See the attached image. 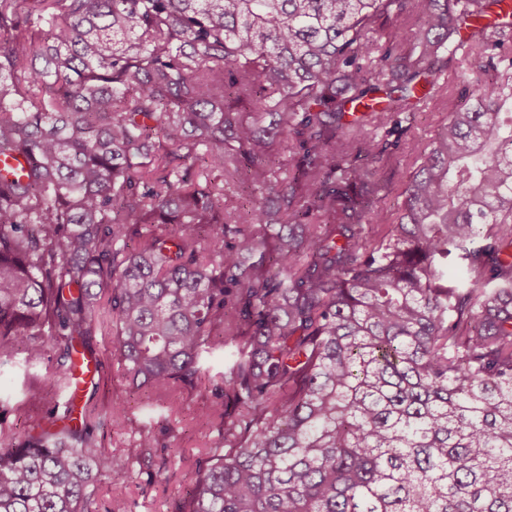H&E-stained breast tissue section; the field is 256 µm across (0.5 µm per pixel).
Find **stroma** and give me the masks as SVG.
<instances>
[{
	"mask_svg": "<svg viewBox=\"0 0 512 512\" xmlns=\"http://www.w3.org/2000/svg\"><path fill=\"white\" fill-rule=\"evenodd\" d=\"M411 168L402 153H395L385 172L375 208L392 213L401 203L399 192L407 183ZM90 347L101 365L96 385L86 386L84 400L87 417L95 421L111 407L122 409L127 418L123 430L97 424L94 431L99 448L113 455L124 454L141 434H149L153 448L147 449L140 463L135 464L132 477L124 485L115 486L101 479L96 507L103 512L115 498L124 499L132 512H176L178 502L191 487V473L205 450L220 438L223 425L212 416L211 405L220 395L219 388L206 386L201 392L158 396L148 389H131L113 349L108 334L92 336ZM56 371V355L48 353L35 368L24 369L14 364L0 366V429H8L17 440L36 432L43 411L34 407L20 413L16 405L24 382L45 383ZM165 469L166 481H154L158 469Z\"/></svg>",
	"mask_w": 512,
	"mask_h": 512,
	"instance_id": "1",
	"label": "stroma"
}]
</instances>
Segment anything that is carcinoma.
Masks as SVG:
<instances>
[{"label":"carcinoma","mask_w":512,"mask_h":512,"mask_svg":"<svg viewBox=\"0 0 512 512\" xmlns=\"http://www.w3.org/2000/svg\"><path fill=\"white\" fill-rule=\"evenodd\" d=\"M504 2L0 0V157L27 162L0 173V364L57 348L74 387L56 430L0 439V512H90L153 447L106 454L79 411L103 293L134 389L196 391L224 353L178 512H512ZM431 101L448 123L381 214ZM403 150L394 153L392 164L384 173L382 180L383 188L377 194L375 210L381 212L395 213L402 201L398 193L404 184L409 180L412 169L403 157Z\"/></svg>","instance_id":"cac0c4a2"}]
</instances>
